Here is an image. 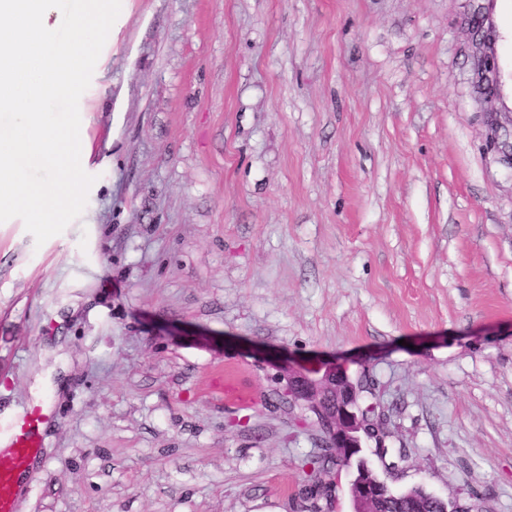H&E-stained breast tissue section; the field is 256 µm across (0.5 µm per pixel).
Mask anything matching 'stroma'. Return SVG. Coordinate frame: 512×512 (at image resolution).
<instances>
[{"mask_svg":"<svg viewBox=\"0 0 512 512\" xmlns=\"http://www.w3.org/2000/svg\"><path fill=\"white\" fill-rule=\"evenodd\" d=\"M512 100V0H481ZM462 0H126L79 100L93 175L0 223V429L50 414L14 512H299L321 432L269 352L346 362L395 492L512 512V172ZM239 368L256 400L208 383Z\"/></svg>","mask_w":512,"mask_h":512,"instance_id":"1","label":"stroma"}]
</instances>
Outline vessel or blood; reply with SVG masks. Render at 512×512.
Instances as JSON below:
<instances>
[{"mask_svg": "<svg viewBox=\"0 0 512 512\" xmlns=\"http://www.w3.org/2000/svg\"><path fill=\"white\" fill-rule=\"evenodd\" d=\"M212 385L223 389L225 404L242 405L252 399L250 392L240 384L236 369H225L223 379L213 380ZM44 418L40 403L26 405L13 419L8 430L0 434V512L13 510L19 480L27 474L42 446L39 429Z\"/></svg>", "mask_w": 512, "mask_h": 512, "instance_id": "vessel-or-blood-1", "label": "vessel or blood"}]
</instances>
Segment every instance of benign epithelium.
<instances>
[{
    "label": "benign epithelium",
    "mask_w": 512,
    "mask_h": 512,
    "mask_svg": "<svg viewBox=\"0 0 512 512\" xmlns=\"http://www.w3.org/2000/svg\"><path fill=\"white\" fill-rule=\"evenodd\" d=\"M463 24L469 34L465 53L474 75L475 99L486 105L484 150L512 171V114L501 112L492 105L502 96L496 28L490 14L477 0H465ZM269 365L286 382L287 390L283 397L288 407L307 402L318 408L321 432L328 447L350 454L362 447L365 425L360 418V390L345 384V364L274 356ZM353 483L359 500L374 502L379 498L380 482L367 477L366 470H359Z\"/></svg>",
    "instance_id": "1"
}]
</instances>
